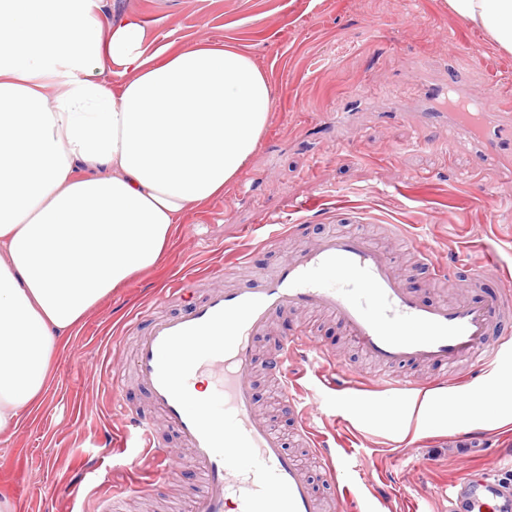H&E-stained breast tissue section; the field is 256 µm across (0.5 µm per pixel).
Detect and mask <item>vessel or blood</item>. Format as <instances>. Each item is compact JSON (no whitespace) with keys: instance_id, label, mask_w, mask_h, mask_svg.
<instances>
[{"instance_id":"1","label":"vessel or blood","mask_w":512,"mask_h":512,"mask_svg":"<svg viewBox=\"0 0 512 512\" xmlns=\"http://www.w3.org/2000/svg\"><path fill=\"white\" fill-rule=\"evenodd\" d=\"M462 99L461 112L429 109L428 118L444 122L482 164H494L512 152V114L494 108L490 95L473 91L465 79L449 72L446 86L428 85L429 102L443 93ZM406 271L356 232H331L319 243L295 253L273 273L256 274L251 284L212 290L202 302L174 316L155 318L141 337L133 360L139 382L154 407L191 452L205 488L193 512H324L309 478L285 448L281 435L255 412L252 368L254 339L280 312L307 310L336 317L357 347L376 364L388 367L384 380L398 392L419 389L418 381L398 377L394 368L408 364L452 365L471 359L462 375L478 382V404L496 393L489 377L500 354H512V279L477 303L430 302L406 285ZM328 358L303 332L280 337L268 368L292 407L291 362L301 354ZM206 380L207 397L197 384ZM137 445L164 476L175 473L178 455L155 439L156 424L127 413ZM301 435L336 481L331 449L315 433ZM499 486L491 478L463 481L448 491V512L467 504L469 512H498Z\"/></svg>"}]
</instances>
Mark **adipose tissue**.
<instances>
[{
    "instance_id": "obj_1",
    "label": "adipose tissue",
    "mask_w": 512,
    "mask_h": 512,
    "mask_svg": "<svg viewBox=\"0 0 512 512\" xmlns=\"http://www.w3.org/2000/svg\"><path fill=\"white\" fill-rule=\"evenodd\" d=\"M512 54V0H445ZM275 92L220 40L162 43L99 0H0V435L50 390L63 339L155 266L177 224L247 167ZM437 427L448 396L381 413Z\"/></svg>"
}]
</instances>
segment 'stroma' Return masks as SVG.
<instances>
[{
  "label": "stroma",
  "instance_id": "obj_1",
  "mask_svg": "<svg viewBox=\"0 0 512 512\" xmlns=\"http://www.w3.org/2000/svg\"><path fill=\"white\" fill-rule=\"evenodd\" d=\"M107 21L139 14L149 32L176 42L224 39L250 53L269 72L276 107L251 164L224 196L178 225L164 260L116 289L90 310L55 357L44 405L9 436H0V497L22 512H192L204 489L201 473L157 476L139 449L102 456L109 431L124 416L157 420V440L181 447L129 370L135 344L150 328L132 320L181 311L209 290L233 288L312 246L324 232L351 230L371 240L402 267L423 298L451 300L461 274L478 286L472 299L496 292L485 273L486 246L512 272V166L480 164L453 141L443 124L422 114V87L459 71L478 90L491 91L512 113V55L501 53L444 0H106ZM428 252L432 264L419 262ZM333 354L334 365L365 385V399H391L342 325L329 315L279 314L256 339V410L294 447L308 423L338 455L337 484L313 459L305 464L317 494L335 485L354 494L366 512L372 491L392 480L397 491L376 512H448L449 484L494 472L512 486V407L491 401L480 438L450 399L447 425L396 440L380 421L351 411L354 395L326 385L318 365H297L305 411L295 416L280 398L267 362L274 339L295 330ZM123 391L113 396L114 365ZM111 473V484L99 476ZM70 488V498L37 496L43 485Z\"/></svg>",
  "mask_w": 512,
  "mask_h": 512
}]
</instances>
